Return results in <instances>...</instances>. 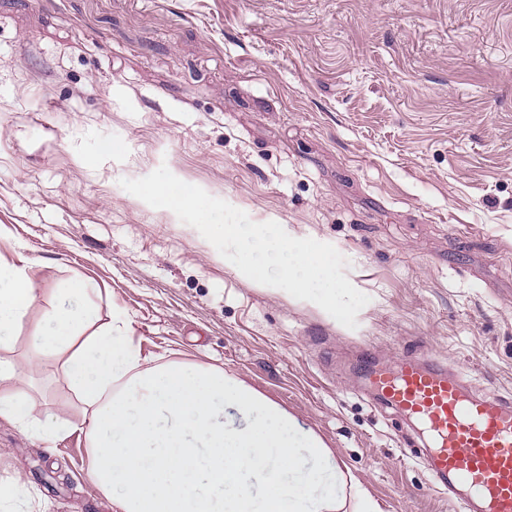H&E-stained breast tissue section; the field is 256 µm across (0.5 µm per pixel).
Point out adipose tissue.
Returning a JSON list of instances; mask_svg holds the SVG:
<instances>
[{
	"mask_svg": "<svg viewBox=\"0 0 512 512\" xmlns=\"http://www.w3.org/2000/svg\"><path fill=\"white\" fill-rule=\"evenodd\" d=\"M96 293L83 279L57 288L30 346L37 358L64 357L86 474L113 512H383L313 430L238 375L149 364L124 310L101 323ZM37 297L29 266L0 262V418L53 442L73 426L36 414V361L6 357Z\"/></svg>",
	"mask_w": 512,
	"mask_h": 512,
	"instance_id": "ef3b65f1",
	"label": "adipose tissue"
}]
</instances>
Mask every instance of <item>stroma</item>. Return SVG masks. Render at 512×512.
<instances>
[{
    "label": "stroma",
    "mask_w": 512,
    "mask_h": 512,
    "mask_svg": "<svg viewBox=\"0 0 512 512\" xmlns=\"http://www.w3.org/2000/svg\"><path fill=\"white\" fill-rule=\"evenodd\" d=\"M179 179L333 245L370 301L349 329L239 276L194 227L124 190ZM38 290L93 281L151 363L235 372L313 429L383 512H457L411 422L356 355L442 358L512 396V0H0V261ZM37 412L81 424L62 361ZM76 432L0 420V512H113Z\"/></svg>",
    "instance_id": "1"
}]
</instances>
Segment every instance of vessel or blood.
<instances>
[{"label":"vessel or blood","mask_w":512,"mask_h":512,"mask_svg":"<svg viewBox=\"0 0 512 512\" xmlns=\"http://www.w3.org/2000/svg\"><path fill=\"white\" fill-rule=\"evenodd\" d=\"M363 377L381 404L420 428L429 474L443 493L467 489L476 512H512V399L478 394L437 358L406 354L379 365L367 350Z\"/></svg>","instance_id":"1"}]
</instances>
